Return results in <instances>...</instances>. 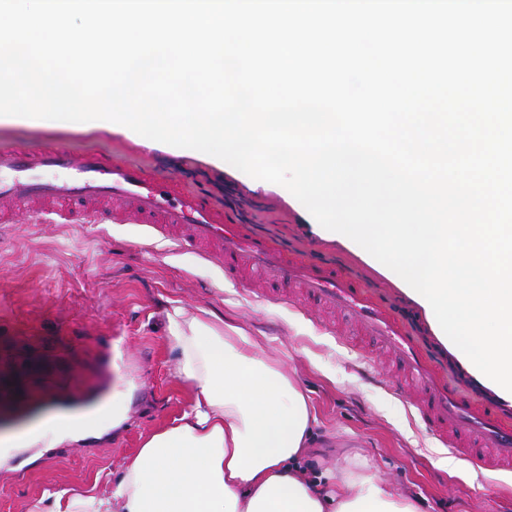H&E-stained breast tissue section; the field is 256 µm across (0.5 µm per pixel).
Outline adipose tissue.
<instances>
[{"label": "adipose tissue", "mask_w": 512, "mask_h": 512, "mask_svg": "<svg viewBox=\"0 0 512 512\" xmlns=\"http://www.w3.org/2000/svg\"><path fill=\"white\" fill-rule=\"evenodd\" d=\"M190 411L147 437L104 492L67 490L33 512H419L359 460L326 484L302 469L308 394L256 337L211 312L167 314Z\"/></svg>", "instance_id": "adipose-tissue-1"}]
</instances>
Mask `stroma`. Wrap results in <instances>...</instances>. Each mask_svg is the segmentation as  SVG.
<instances>
[{
	"instance_id": "1",
	"label": "stroma",
	"mask_w": 512,
	"mask_h": 512,
	"mask_svg": "<svg viewBox=\"0 0 512 512\" xmlns=\"http://www.w3.org/2000/svg\"><path fill=\"white\" fill-rule=\"evenodd\" d=\"M62 142L77 152L176 173L241 224L267 227L303 253L339 262L389 297L438 340L426 312L367 252L321 235L283 186L218 166L203 152L148 148L136 138L83 122L69 127L0 125L1 146ZM204 308L242 326L277 356L315 409L309 461L334 474L349 458L383 487L413 498L421 512H512V472L449 474L447 447L389 387L397 369L344 325L319 321L237 288L213 264L150 239L138 224L0 223V439L25 433L59 412L96 414L120 402L124 421L99 416L76 439L46 436L0 460V512H29L48 494L108 488L142 442L188 410L192 390L174 374L167 312Z\"/></svg>"
}]
</instances>
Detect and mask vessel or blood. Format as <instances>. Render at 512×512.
<instances>
[{
	"mask_svg": "<svg viewBox=\"0 0 512 512\" xmlns=\"http://www.w3.org/2000/svg\"><path fill=\"white\" fill-rule=\"evenodd\" d=\"M28 216L54 224L81 218L100 224L118 215L147 226L174 249L215 264L231 282L245 271L266 285V299H294L331 310L400 366L391 387L406 398L425 428L452 453L489 471L512 469V412L464 384H449L448 365L390 304L336 263L306 259L232 218L202 192L181 188L172 173L150 171L107 155H74L62 143L0 151V222L20 204Z\"/></svg>",
	"mask_w": 512,
	"mask_h": 512,
	"instance_id": "b4317fda",
	"label": "vessel or blood"
}]
</instances>
